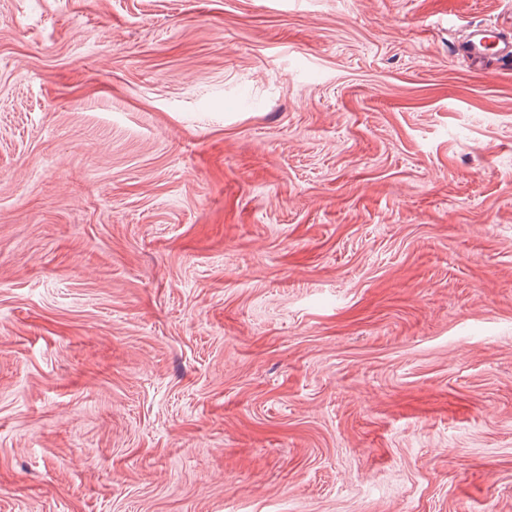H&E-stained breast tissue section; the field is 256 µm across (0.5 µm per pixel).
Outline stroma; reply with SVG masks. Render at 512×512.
<instances>
[{
	"instance_id": "35a3bbf8",
	"label": "stroma",
	"mask_w": 512,
	"mask_h": 512,
	"mask_svg": "<svg viewBox=\"0 0 512 512\" xmlns=\"http://www.w3.org/2000/svg\"><path fill=\"white\" fill-rule=\"evenodd\" d=\"M512 0H0V512H512ZM465 52L470 61L478 67H483L490 60L508 65L512 62V41L491 34L486 28L475 26L469 32Z\"/></svg>"
}]
</instances>
